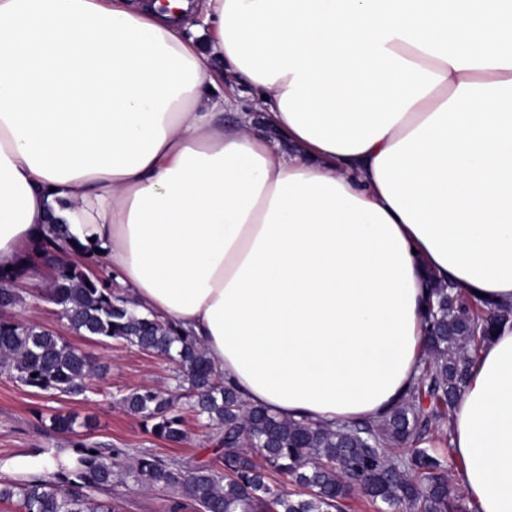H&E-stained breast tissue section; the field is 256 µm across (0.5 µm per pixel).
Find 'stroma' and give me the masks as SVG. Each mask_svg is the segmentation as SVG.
<instances>
[{
  "label": "stroma",
  "mask_w": 512,
  "mask_h": 512,
  "mask_svg": "<svg viewBox=\"0 0 512 512\" xmlns=\"http://www.w3.org/2000/svg\"><path fill=\"white\" fill-rule=\"evenodd\" d=\"M54 273L52 265L36 261L32 275L15 283L22 303L10 311L12 318L30 322L60 335L70 345L89 353L96 374L83 394L72 396L25 386L13 374L0 370V484L21 483L54 472V449L67 447L68 435L50 426L52 414H76L86 426L81 439L92 446L127 448L153 452L186 467L207 464L218 454L212 442L213 429L204 427L191 410H184L185 438L167 444L155 438L138 416L124 409L123 395L142 387L164 390L173 386L176 366L164 357L148 355L136 348L105 345L70 331L57 305L45 301L41 291ZM172 490H143L128 479L114 480L96 499L109 502L116 512H168Z\"/></svg>",
  "instance_id": "obj_1"
}]
</instances>
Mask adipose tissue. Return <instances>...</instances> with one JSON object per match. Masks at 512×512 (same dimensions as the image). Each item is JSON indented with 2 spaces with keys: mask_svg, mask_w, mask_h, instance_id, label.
<instances>
[{
  "mask_svg": "<svg viewBox=\"0 0 512 512\" xmlns=\"http://www.w3.org/2000/svg\"><path fill=\"white\" fill-rule=\"evenodd\" d=\"M0 0V273L52 222L247 405L378 419L431 279L512 306V0ZM246 86L263 132L224 108ZM451 446L512 512V320Z\"/></svg>",
  "mask_w": 512,
  "mask_h": 512,
  "instance_id": "adipose-tissue-1",
  "label": "adipose tissue"
}]
</instances>
